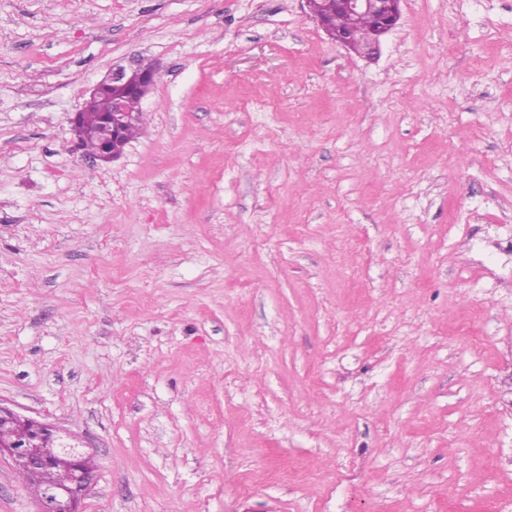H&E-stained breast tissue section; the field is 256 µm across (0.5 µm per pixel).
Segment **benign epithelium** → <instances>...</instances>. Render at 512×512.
I'll return each instance as SVG.
<instances>
[{"label": "benign epithelium", "mask_w": 512, "mask_h": 512, "mask_svg": "<svg viewBox=\"0 0 512 512\" xmlns=\"http://www.w3.org/2000/svg\"><path fill=\"white\" fill-rule=\"evenodd\" d=\"M401 0H336V8L356 16H367L374 23L372 36L366 43L364 53L372 55L379 49L381 39L393 30L401 17ZM311 17L333 41L355 48L350 35L329 26L324 17L313 6V0H305ZM157 69L153 66L138 71L137 78L129 76L123 67H117L89 90V98L97 97L107 86L117 89L112 95L111 111L103 125L94 131L103 142L117 141L126 124L135 118L127 109V98L131 95L145 97L154 84ZM0 420H6L24 427L29 438L47 445L41 456H32L27 445L19 443L0 445V458H9L19 472L34 474L59 461H66L71 477L68 483L47 488L37 499L36 512H82V504L91 493L96 476L82 467V456L91 452L78 436L50 423L22 416L0 404Z\"/></svg>", "instance_id": "1"}]
</instances>
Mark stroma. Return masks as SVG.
<instances>
[{
    "label": "stroma",
    "mask_w": 512,
    "mask_h": 512,
    "mask_svg": "<svg viewBox=\"0 0 512 512\" xmlns=\"http://www.w3.org/2000/svg\"><path fill=\"white\" fill-rule=\"evenodd\" d=\"M400 7L370 59L304 0H0V404L83 512H512V0ZM128 73L123 67L112 68V71L106 76L104 81L98 82L89 90L88 99L92 100L106 86L116 88L118 92L112 94V107L110 95H105L86 105L82 111V121L89 128L97 126L102 113L107 112L103 125L94 131V134L102 138L105 146L111 138L112 145L120 139L124 126L136 117L134 114L136 113V119L129 123L124 130V141L128 142L134 138L141 121V102L137 99H130L127 103V98L135 95L143 99L154 84V76L157 73V69L150 66L138 70L136 80H133ZM0 420H6L24 427L31 440L47 445L42 456H32L28 446L19 443L0 445V458L8 457L18 472L34 474L45 467L65 460L70 468L68 483L47 488L37 499L36 512H82V504L91 493L96 476V464L91 456H82L91 452L78 436L53 424L22 416L0 404Z\"/></svg>",
    "instance_id": "35a3bbf8"
}]
</instances>
